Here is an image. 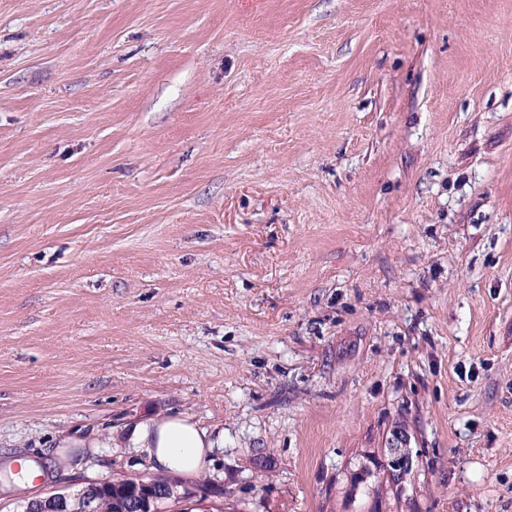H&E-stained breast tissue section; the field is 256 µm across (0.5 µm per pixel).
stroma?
<instances>
[{
    "label": "stroma",
    "mask_w": 512,
    "mask_h": 512,
    "mask_svg": "<svg viewBox=\"0 0 512 512\" xmlns=\"http://www.w3.org/2000/svg\"><path fill=\"white\" fill-rule=\"evenodd\" d=\"M164 412L160 512H512V0H0V456ZM214 432L184 414L145 418L126 433L128 448L144 455L160 474L197 475L211 460Z\"/></svg>",
    "instance_id": "stroma-1"
}]
</instances>
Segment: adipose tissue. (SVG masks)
Wrapping results in <instances>:
<instances>
[{"mask_svg": "<svg viewBox=\"0 0 512 512\" xmlns=\"http://www.w3.org/2000/svg\"><path fill=\"white\" fill-rule=\"evenodd\" d=\"M129 447L144 455L160 474H199L211 460L216 440L210 428L184 414L149 417L126 433ZM42 470L35 459H0V496L11 498L32 487Z\"/></svg>", "mask_w": 512, "mask_h": 512, "instance_id": "ef3b65f1", "label": "adipose tissue"}]
</instances>
